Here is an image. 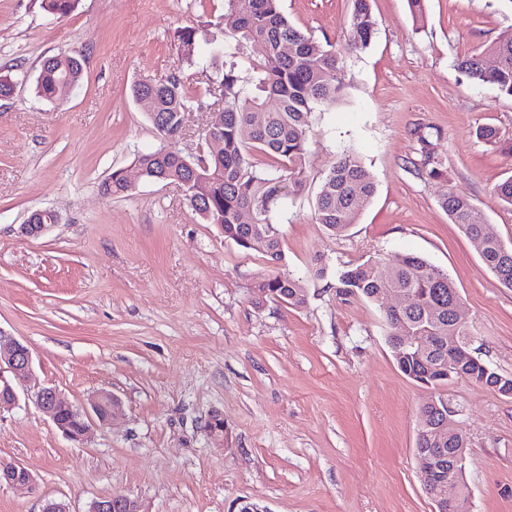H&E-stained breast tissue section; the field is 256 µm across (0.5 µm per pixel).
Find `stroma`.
Wrapping results in <instances>:
<instances>
[{
    "label": "stroma",
    "mask_w": 512,
    "mask_h": 512,
    "mask_svg": "<svg viewBox=\"0 0 512 512\" xmlns=\"http://www.w3.org/2000/svg\"><path fill=\"white\" fill-rule=\"evenodd\" d=\"M377 31L343 59L342 101L315 110L305 186L274 215L282 272L308 300L251 301L267 273L260 255L200 223L183 190L137 178L138 154L161 141L130 97L138 81L175 69L200 105L179 141L198 153V130L222 102L206 92L208 58L183 65L177 27L220 16L224 0H79L60 19L40 0H0V330L28 345L33 375L0 413V462L26 467L32 490L0 486V512H42L63 498L89 512L102 497L137 498L141 512H434L415 457L419 409L447 399L466 438L470 512H512V396L454 378L432 388L406 377L387 341L382 303L337 295V274L372 257L418 254L448 272L472 349L512 377V288L501 286L440 200L468 195L490 232L512 246V209L494 188L512 155L476 130L512 141V97L476 84L457 64L512 31V0H371ZM352 0H280L289 21L340 45ZM84 55V76L49 102L35 92L44 57ZM355 150L376 182L356 224L332 235L314 219L325 170ZM432 156L441 171L423 166ZM121 169L126 196L101 185ZM57 224L20 234L33 211ZM326 273L314 274L317 264ZM56 388L81 406L108 390L123 404L83 444L67 440L34 402ZM219 413L229 447L206 430Z\"/></svg>",
    "instance_id": "stroma-1"
}]
</instances>
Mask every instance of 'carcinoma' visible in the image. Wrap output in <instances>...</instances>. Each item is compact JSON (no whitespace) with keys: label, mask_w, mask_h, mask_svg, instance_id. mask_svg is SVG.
I'll return each mask as SVG.
<instances>
[{"label":"carcinoma","mask_w":512,"mask_h":512,"mask_svg":"<svg viewBox=\"0 0 512 512\" xmlns=\"http://www.w3.org/2000/svg\"><path fill=\"white\" fill-rule=\"evenodd\" d=\"M279 0H224V11L236 17L232 35L238 44L261 42L265 55L253 67L254 74L241 75L224 61V41L207 40L210 57L221 61L215 76L208 78L206 92L224 103V119L213 127L215 148L207 147L190 158L176 149L177 128L196 95L179 72L151 86L134 83L130 95L161 137L158 149L137 155L136 167L145 181L174 183L183 189L189 206L204 224H220L224 239L241 249L255 252L278 265L283 260L281 234L274 214L284 200L303 187L309 165L308 132L311 113L328 109L342 98L345 89L341 68L343 55L368 48L376 34V19L369 0H352L345 22L342 50L326 49L290 23L281 12ZM77 0H41V7L59 17L68 16ZM223 18L177 29L175 38L182 48V60L193 64L200 35L219 28ZM291 51L283 52L284 45ZM497 59L489 69L487 55ZM457 68L475 83H490L500 93L512 96V33L459 61ZM84 68L60 67L46 57L36 78L38 97L53 101L64 78L77 85ZM269 160L260 169L254 153ZM132 190L122 171L116 170L102 184L103 194L120 196ZM376 183L357 152L346 150L324 172L314 204V217L335 235L345 234L356 223L365 204L374 196ZM441 207L452 223L480 248L479 255L500 284L512 288V246L486 234L487 219L471 199L448 190ZM251 209L253 222L241 221ZM337 292L376 301L387 288H403L417 303L386 313L388 336L406 326L414 336L425 337L417 348L398 349L391 345L400 371L416 382L432 387L450 378H467L485 388L494 384L496 371L485 362L470 360L457 370L449 363L448 337L469 332L448 316V302L458 293L448 273L415 254H401L389 263L369 259L340 273ZM253 300L260 304L272 299L291 307L307 301L302 280L283 272L260 275L252 286ZM420 413L429 416L433 428L416 438L420 448H464L466 442L456 429L448 427V410H437L426 402Z\"/></svg>","instance_id":"cac0c4a2"}]
</instances>
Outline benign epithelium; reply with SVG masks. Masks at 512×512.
I'll use <instances>...</instances> for the list:
<instances>
[{
	"label": "benign epithelium",
	"mask_w": 512,
	"mask_h": 512,
	"mask_svg": "<svg viewBox=\"0 0 512 512\" xmlns=\"http://www.w3.org/2000/svg\"><path fill=\"white\" fill-rule=\"evenodd\" d=\"M40 216L39 211L30 215L27 222L21 226L22 236H37L47 228V225L39 221ZM448 350L451 351L452 360L461 364L471 356V340L468 337L453 336L449 339ZM32 368L33 357L29 347L16 337L0 330V411L10 410L18 404L17 392L4 373L8 372L16 379H24L31 375ZM35 403L67 439L77 443L84 440L91 422L96 420L104 424L122 411L121 400L109 391L96 394L90 400L88 410L68 403L52 387L40 388L35 394ZM62 410H68L81 419V432H74L68 423L61 419ZM208 425L213 427L212 440L220 446H228L229 430L224 424V418L214 414L208 420ZM415 456L419 468L431 467L438 473L447 475L448 493L433 499L437 506L436 512H468V495L461 481L465 463L463 452L458 449L447 454L443 448H417ZM34 483L35 479L31 472L21 464L9 463L0 467V485L31 488ZM118 509L122 512H140V505L138 500L131 496H112L93 502L89 512H116Z\"/></svg>",
	"instance_id": "benign-epithelium-1"
}]
</instances>
